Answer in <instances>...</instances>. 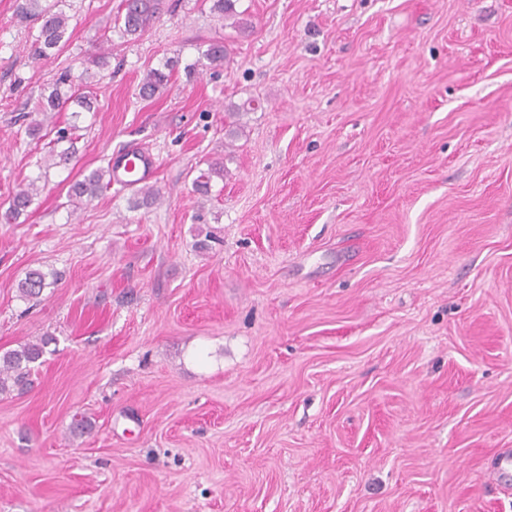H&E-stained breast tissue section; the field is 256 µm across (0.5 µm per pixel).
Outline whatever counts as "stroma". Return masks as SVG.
<instances>
[{"mask_svg": "<svg viewBox=\"0 0 512 512\" xmlns=\"http://www.w3.org/2000/svg\"><path fill=\"white\" fill-rule=\"evenodd\" d=\"M120 4L58 0L35 62L0 0V213L35 188L0 353L45 345L0 394V512H512V0H164L137 38ZM64 70L91 111L36 112ZM131 150L155 202L73 204ZM41 0H19V10L26 15L35 17L39 22V34L29 47V54L34 59L46 58L53 51H58L66 43L68 37V16L62 11H54L53 6H41ZM168 67V63L163 65V69H168ZM163 69L151 68L147 71L140 87L142 96L152 97L167 85L169 75ZM105 173L106 171L95 170L84 176L83 180L77 181L72 186V197L75 196V199L79 201H82L81 199L84 196H86L87 201L96 198L104 187L103 178Z\"/></svg>", "mask_w": 512, "mask_h": 512, "instance_id": "stroma-1", "label": "stroma"}]
</instances>
